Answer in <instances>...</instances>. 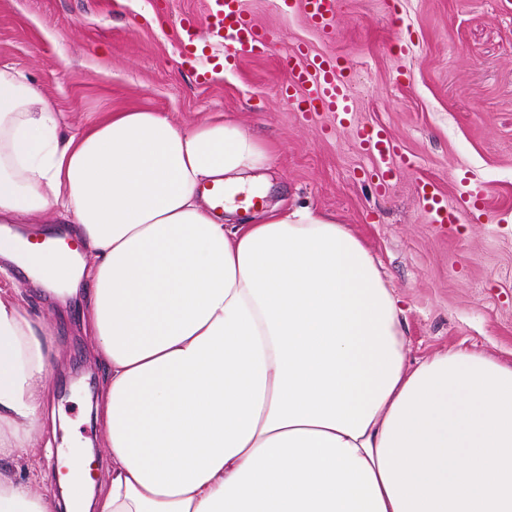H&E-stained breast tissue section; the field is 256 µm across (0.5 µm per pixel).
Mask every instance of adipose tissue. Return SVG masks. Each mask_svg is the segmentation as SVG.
Returning <instances> with one entry per match:
<instances>
[{"label":"adipose tissue","mask_w":512,"mask_h":512,"mask_svg":"<svg viewBox=\"0 0 512 512\" xmlns=\"http://www.w3.org/2000/svg\"><path fill=\"white\" fill-rule=\"evenodd\" d=\"M270 162L221 118L128 109L67 131L0 64V222L56 216L91 262L37 230L0 255L54 292L87 283L110 457L104 484L41 483L52 331L2 288L0 512H512V363L409 364L403 310L349 225L298 203L238 218L199 191Z\"/></svg>","instance_id":"adipose-tissue-1"}]
</instances>
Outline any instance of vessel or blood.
<instances>
[{"mask_svg":"<svg viewBox=\"0 0 512 512\" xmlns=\"http://www.w3.org/2000/svg\"><path fill=\"white\" fill-rule=\"evenodd\" d=\"M302 4L309 23L325 37H333L338 18L339 0H280L285 10ZM206 26L213 41L223 43L224 58L241 62L267 53L272 43L268 30L257 25L242 9L241 0H208ZM304 48L283 56L280 63L289 80L282 93L301 112H333L345 116L351 97V67L340 56H315L299 66L295 57L304 55ZM366 150L378 157L379 164L372 176L380 187H388L399 167L389 161L396 144L382 128L362 134ZM418 192L432 223L454 226L459 222L460 206L448 204L433 183L423 182Z\"/></svg>","mask_w":512,"mask_h":512,"instance_id":"obj_1","label":"vessel or blood"}]
</instances>
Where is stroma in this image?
I'll use <instances>...</instances> for the list:
<instances>
[{"instance_id": "stroma-1", "label": "stroma", "mask_w": 512, "mask_h": 512, "mask_svg": "<svg viewBox=\"0 0 512 512\" xmlns=\"http://www.w3.org/2000/svg\"><path fill=\"white\" fill-rule=\"evenodd\" d=\"M242 2L271 48L204 87L196 74L210 63L182 55L180 20L195 17L205 35L206 0H0V62L24 70L73 132L135 107L182 126L221 115L260 137L272 155L257 173L266 204L303 202L352 226L405 310L410 360L461 346L511 362L512 0H340L331 41L302 7ZM298 43L354 67L345 121L282 97L280 58ZM378 126L406 160L384 191L368 178L378 161L357 136ZM424 181L452 201L485 188V216L464 214L452 233L432 224L417 192ZM0 288L20 289L53 329L49 404L67 427L40 463L54 475L65 436H96L87 405L106 367L85 331V289L57 297L1 259Z\"/></svg>"}]
</instances>
